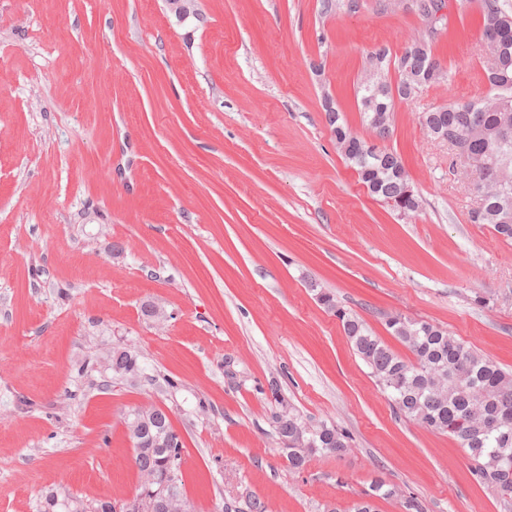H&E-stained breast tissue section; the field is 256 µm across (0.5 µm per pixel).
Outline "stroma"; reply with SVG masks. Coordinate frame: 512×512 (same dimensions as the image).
<instances>
[{"instance_id":"35a3bbf8","label":"stroma","mask_w":512,"mask_h":512,"mask_svg":"<svg viewBox=\"0 0 512 512\" xmlns=\"http://www.w3.org/2000/svg\"><path fill=\"white\" fill-rule=\"evenodd\" d=\"M359 3L195 0L180 20L166 0H0V512L135 497L126 422L147 403L181 438L190 512H343L376 477L425 512H504L455 440L392 407L316 298L401 356L392 315L512 369V242L471 223V180L420 123L489 95L477 10L446 0L434 52L452 79L396 104L385 146L421 202L403 217L337 150L323 104L371 138L367 57L423 23ZM286 404L345 430L348 453L291 470ZM106 362L112 366V371L120 375H128L134 370H138L136 359L127 352L113 350L107 353ZM137 372L130 373L129 378H135Z\"/></svg>"}]
</instances>
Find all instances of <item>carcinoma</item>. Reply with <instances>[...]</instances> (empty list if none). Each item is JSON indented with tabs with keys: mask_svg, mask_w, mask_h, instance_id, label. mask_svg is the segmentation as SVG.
<instances>
[{
	"mask_svg": "<svg viewBox=\"0 0 512 512\" xmlns=\"http://www.w3.org/2000/svg\"><path fill=\"white\" fill-rule=\"evenodd\" d=\"M478 6L482 28L494 19L512 16L501 0H478ZM435 44L434 40L428 42L424 51H413L406 46L394 53L385 44L374 50L385 57L383 74L371 86L357 87L358 104L369 128H375L378 116L371 96L378 100L390 96L389 64H394L398 73L397 91L402 101L407 100L403 96L406 84L427 89L450 79L447 70L440 78L431 79ZM480 106V101L450 102L423 113V120L429 130L462 133ZM326 119L338 150L356 167L370 195L395 211L411 206L412 199L404 196V188L411 181L397 154L388 149L373 151L350 130L333 107H326ZM469 149L484 163L480 171L482 178L491 177L504 164L512 169V135L502 139L499 145L475 135ZM470 221L487 225L496 235L512 242V185L490 193L483 211L471 213ZM317 299L341 322L353 349L370 368L377 384L388 393L396 409L425 429L456 440L467 453L474 480L496 493L504 506L512 507V370L466 346L438 325L393 315L387 319L386 329L413 354L414 360L407 361L374 335L363 320L338 305L333 295L320 291ZM136 369L133 356L112 351L113 372L126 376ZM275 429L290 436L298 430L304 432L303 443L290 445L285 452L291 469L303 468L318 453L341 456L350 448L346 432L326 423L309 428L291 410L286 415L275 416ZM150 431L153 435L162 432L166 443L146 445L136 454V462L140 468L150 469L162 479L170 463L181 459L182 443L162 414ZM396 495L395 488L374 479L369 490L348 508V512H377L374 501Z\"/></svg>",
	"mask_w": 512,
	"mask_h": 512,
	"instance_id": "1",
	"label": "carcinoma"
}]
</instances>
